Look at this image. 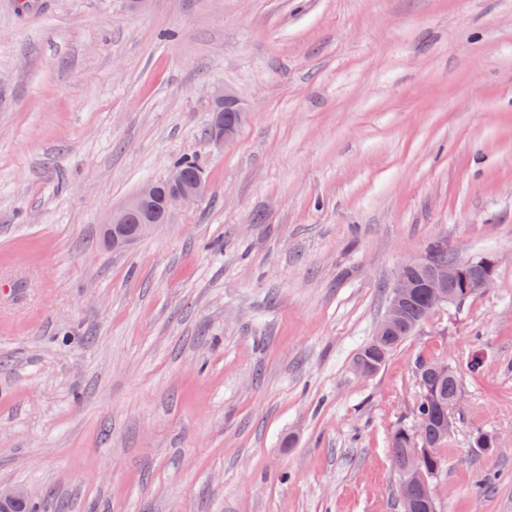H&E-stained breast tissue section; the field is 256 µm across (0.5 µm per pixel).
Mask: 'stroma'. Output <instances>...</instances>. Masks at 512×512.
<instances>
[{"instance_id": "stroma-1", "label": "stroma", "mask_w": 512, "mask_h": 512, "mask_svg": "<svg viewBox=\"0 0 512 512\" xmlns=\"http://www.w3.org/2000/svg\"><path fill=\"white\" fill-rule=\"evenodd\" d=\"M217 87L246 110L221 148ZM184 154L204 197L105 247ZM437 245L491 284L357 373ZM431 354L461 396L440 512H512V0H0L1 484L37 512H400L388 441Z\"/></svg>"}]
</instances>
